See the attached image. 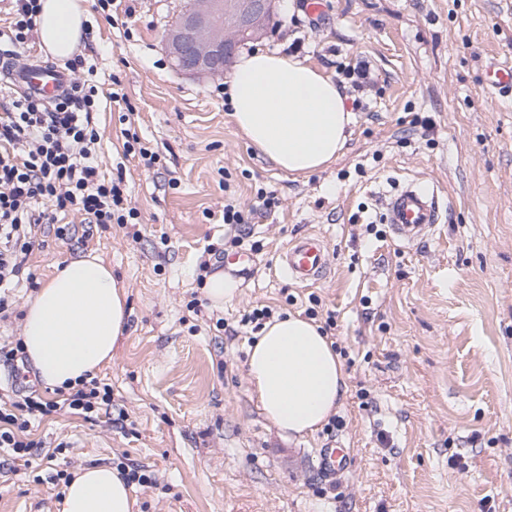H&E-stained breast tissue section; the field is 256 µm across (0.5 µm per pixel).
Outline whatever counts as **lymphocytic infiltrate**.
Instances as JSON below:
<instances>
[{
	"mask_svg": "<svg viewBox=\"0 0 512 512\" xmlns=\"http://www.w3.org/2000/svg\"><path fill=\"white\" fill-rule=\"evenodd\" d=\"M99 87L93 80L72 82L53 105L32 95L0 103V314L15 302L13 294L26 273V262L38 244L37 229L52 227L57 239L70 241L82 222L107 227L139 220L123 179L101 173L96 122ZM21 339L0 341V366L9 367L13 396L0 398V451L16 460L32 454L52 461L66 443L46 446L32 431L33 421L63 414L86 421L112 416V387L98 378L79 381L48 397L39 392L24 365Z\"/></svg>",
	"mask_w": 512,
	"mask_h": 512,
	"instance_id": "1",
	"label": "lymphocytic infiltrate"
}]
</instances>
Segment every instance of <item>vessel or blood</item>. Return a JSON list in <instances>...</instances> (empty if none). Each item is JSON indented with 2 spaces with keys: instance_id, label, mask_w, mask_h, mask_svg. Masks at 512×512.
Listing matches in <instances>:
<instances>
[{
  "instance_id": "b4317fda",
  "label": "vessel or blood",
  "mask_w": 512,
  "mask_h": 512,
  "mask_svg": "<svg viewBox=\"0 0 512 512\" xmlns=\"http://www.w3.org/2000/svg\"><path fill=\"white\" fill-rule=\"evenodd\" d=\"M11 86L42 99L57 98L70 85L69 76L56 68L26 63L11 70ZM487 83L500 94L512 95V66L489 68ZM443 217L437 189L411 180L391 191L384 201L382 221L388 224L393 240L402 246L414 244L426 228L440 223ZM281 273L299 284L317 283L331 272L329 247L316 233L292 240L278 255ZM320 469L325 476L336 477L347 470L351 451L338 441L327 443L318 451Z\"/></svg>"
}]
</instances>
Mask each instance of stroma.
Masks as SVG:
<instances>
[{
    "label": "stroma",
    "instance_id": "35a3bbf8",
    "mask_svg": "<svg viewBox=\"0 0 512 512\" xmlns=\"http://www.w3.org/2000/svg\"><path fill=\"white\" fill-rule=\"evenodd\" d=\"M96 2L80 57L100 81L116 76L134 111L123 122L103 100L100 164L142 221L75 245L47 236L26 267L39 285L96 253L124 285L128 328L97 376L126 421L40 424L44 440L71 444L55 468L124 456L151 467L159 484L134 487L138 512H512V95L484 83L487 64L512 66V0H324L316 19L278 0L256 49L319 68L355 104L343 154L308 176L280 171L237 131L227 78L171 68L163 39L185 0ZM359 67L357 88L347 73ZM130 132L158 164L125 155ZM408 179L438 184L444 210L404 248L380 192ZM228 189L249 223L225 224ZM305 232L329 244L332 274L316 285L277 268ZM240 234L245 247L232 246ZM211 248L251 259L221 307L197 283ZM314 297L336 319L342 425L288 437L251 392L257 331L240 320L263 306L302 314ZM335 438L354 464L332 481L318 450ZM52 470L0 468V512H59Z\"/></svg>",
    "mask_w": 512,
    "mask_h": 512
}]
</instances>
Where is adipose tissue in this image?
<instances>
[{"label": "adipose tissue", "mask_w": 512, "mask_h": 512, "mask_svg": "<svg viewBox=\"0 0 512 512\" xmlns=\"http://www.w3.org/2000/svg\"><path fill=\"white\" fill-rule=\"evenodd\" d=\"M38 36L54 59L70 60L84 38V0H40ZM229 116L277 168L296 175L322 170L346 147L355 115L321 70L284 55L239 56L228 83ZM21 333L41 381L66 388L112 360L127 328L125 291L97 254L68 262L29 297ZM247 377L264 418L290 435L316 432L341 406L346 374L318 323L298 314L268 321L250 348ZM118 470L79 468L61 512H135Z\"/></svg>", "instance_id": "ef3b65f1"}]
</instances>
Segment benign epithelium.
I'll use <instances>...</instances> for the list:
<instances>
[{"label": "benign epithelium", "instance_id": "obj_1", "mask_svg": "<svg viewBox=\"0 0 512 512\" xmlns=\"http://www.w3.org/2000/svg\"><path fill=\"white\" fill-rule=\"evenodd\" d=\"M274 9L275 0H190L166 33L165 52L180 71L221 78L238 49L262 37Z\"/></svg>", "mask_w": 512, "mask_h": 512}]
</instances>
